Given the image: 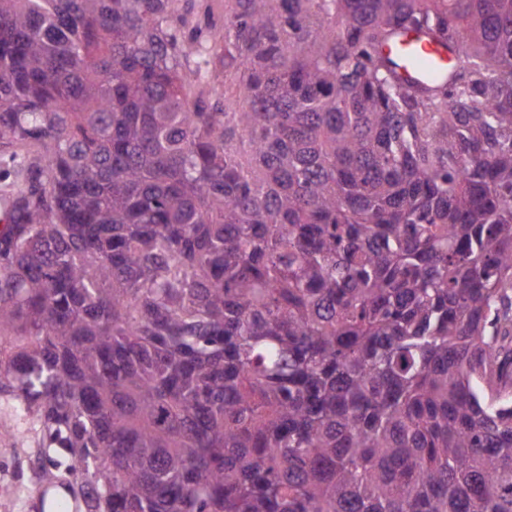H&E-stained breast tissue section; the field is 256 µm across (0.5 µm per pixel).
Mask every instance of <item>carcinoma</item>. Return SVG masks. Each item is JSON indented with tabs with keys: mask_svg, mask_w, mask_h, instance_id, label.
<instances>
[{
	"mask_svg": "<svg viewBox=\"0 0 512 512\" xmlns=\"http://www.w3.org/2000/svg\"><path fill=\"white\" fill-rule=\"evenodd\" d=\"M175 2L0 0V395L57 483L512 512V0ZM178 4L190 19H202L204 12L210 10L216 19L224 23V0H181ZM384 51L396 61L400 73L410 80L443 74L448 68V50L416 31L401 33Z\"/></svg>",
	"mask_w": 512,
	"mask_h": 512,
	"instance_id": "cac0c4a2",
	"label": "carcinoma"
}]
</instances>
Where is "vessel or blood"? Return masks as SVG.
<instances>
[{
  "instance_id": "vessel-or-blood-1",
  "label": "vessel or blood",
  "mask_w": 512,
  "mask_h": 512,
  "mask_svg": "<svg viewBox=\"0 0 512 512\" xmlns=\"http://www.w3.org/2000/svg\"><path fill=\"white\" fill-rule=\"evenodd\" d=\"M385 51L396 61L400 73L410 80L444 73L448 66L447 49L415 31L401 33Z\"/></svg>"
}]
</instances>
